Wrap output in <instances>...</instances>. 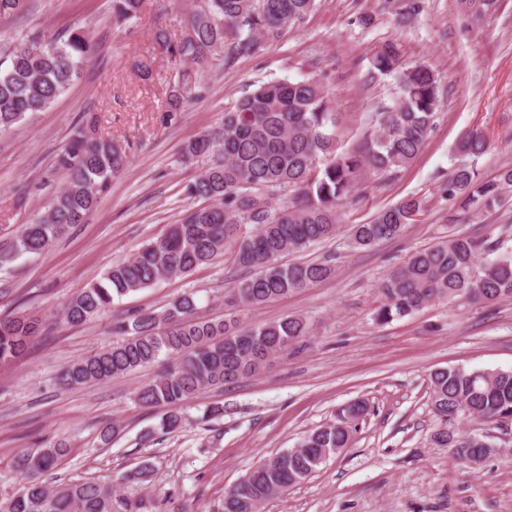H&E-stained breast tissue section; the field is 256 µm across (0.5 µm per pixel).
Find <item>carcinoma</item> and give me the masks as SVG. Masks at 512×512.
<instances>
[{
    "label": "carcinoma",
    "instance_id": "carcinoma-1",
    "mask_svg": "<svg viewBox=\"0 0 512 512\" xmlns=\"http://www.w3.org/2000/svg\"><path fill=\"white\" fill-rule=\"evenodd\" d=\"M145 0H112L117 24L139 17ZM315 0H197L188 10L187 36L155 34L161 54L175 68L165 122L177 120L184 93L203 88L201 72L224 67L255 52L314 8ZM93 52L92 39L72 28L50 40L32 35L20 43L0 44V133L28 114L47 110L77 79ZM370 72L396 76L393 103L375 114L374 131L363 151L339 150L336 113L330 93L313 79L274 80L260 84L225 110L221 125L188 140L184 158H206L210 164L186 188L202 204L193 207L167 234L145 243L132 257L108 268L101 278L67 300L62 320L80 326L112 307L114 300L175 277H185L227 254L233 266L249 275L224 290V304L257 307L271 299L300 292L335 273L336 257L280 264L288 253L336 236L338 210L355 191L364 169H398L411 164L425 146L441 105L437 74L423 63L406 66L398 45L389 41L371 58ZM484 133L473 129L460 139L461 154L476 159L487 151ZM129 163L126 146L80 129L57 155L55 167L65 181L46 212L25 224L11 249L39 254L74 224H83ZM288 190L291 195L284 196ZM512 191V167L494 180L483 179L476 166L454 168L441 181L439 196L450 202L445 221L464 224L498 206ZM427 200L411 195L383 209L367 224H354V249L400 236L418 221ZM381 305L375 320L388 323L433 301L490 303L512 295V250L483 237L452 233L409 256L379 286ZM42 321L21 315L0 319V365L26 354ZM122 341L66 366L60 384L92 386L173 358L175 362L136 393L144 407L165 405L170 412L162 430L180 428V409L203 389L219 388L254 375L267 358L309 334L301 316L241 326L198 315L192 293L173 300L160 312L135 310L115 323ZM431 406L439 421L433 442L451 448L466 440L448 430L453 409L496 425L512 416V371L437 369L430 375ZM368 414L364 400L341 410L336 422L307 434L299 447L262 462L243 476L224 497V512H260L262 504L315 473L326 459L350 443L353 430ZM58 442L36 453L23 452L17 468L23 485L0 512H132V504L112 488L96 482L51 487L45 476L66 454Z\"/></svg>",
    "mask_w": 512,
    "mask_h": 512
}]
</instances>
